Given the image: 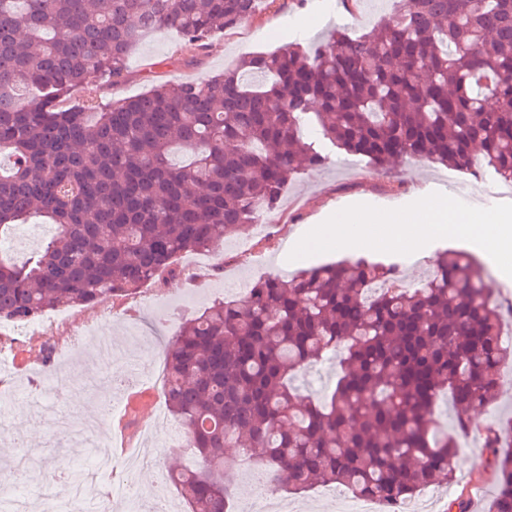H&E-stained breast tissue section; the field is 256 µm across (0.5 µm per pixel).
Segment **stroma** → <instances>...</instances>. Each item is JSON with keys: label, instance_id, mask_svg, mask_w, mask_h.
I'll return each mask as SVG.
<instances>
[{"label": "stroma", "instance_id": "obj_1", "mask_svg": "<svg viewBox=\"0 0 512 512\" xmlns=\"http://www.w3.org/2000/svg\"><path fill=\"white\" fill-rule=\"evenodd\" d=\"M317 9L323 13L322 19L314 27H306L307 18ZM393 9V0H351L345 26L354 35L367 32ZM334 12L333 0H266L252 18L240 27L216 34L204 51L196 55L187 50L175 31L150 34L132 52L126 80L106 91L105 96L132 97L162 83L206 80L235 66L248 54L290 44L294 40L290 30L297 26L303 33L295 40L302 44L314 41L326 35L333 25ZM327 153L326 166L288 184L276 211L280 223L265 239H253L251 228L245 227L226 235L221 248L180 256L177 266L188 271V278L166 274L154 284L156 292L165 297V306L141 304L134 311L116 313L112 310V299L98 300L100 331L111 334L119 342L128 332L152 322L163 328L164 337L169 340L185 319L214 302L239 298L242 290L259 277L271 274L287 279L299 269L339 260V253L297 251L293 244L308 225L320 223L326 213L345 209L357 201L374 208L404 207L415 195L437 192L443 183L451 182L461 190L454 198L458 207L475 208L480 215L488 212L512 215V184H503L490 175L478 180L438 164L413 162L400 166L397 176L392 177L375 173L367 159L349 156L341 149L331 146ZM446 249L460 250L477 258L482 255L477 246L466 240L443 239L423 254L382 251L372 253L371 258L398 264L406 280L418 284L431 272L438 252ZM0 406L6 413L5 420H0V454L11 449L6 436L25 427L30 429L31 438L19 453L41 459L43 470L72 461L82 467L88 465V458H73L68 439L49 424L34 419L22 397L0 398ZM511 418L512 368L500 377L497 402L476 414L473 439L461 441L453 481L419 491L418 498L427 512H448L452 506L463 507L464 512H487L496 495L497 483L482 438L488 429ZM131 420L155 437L156 444L150 447L149 453L159 467L141 470L135 478L142 491L141 512H154L156 504L149 491L158 472L189 463L193 451L183 447L181 440L171 434L169 422L158 420L154 411L133 414ZM261 473L262 467L257 462L242 468L235 457L225 459L221 476L231 493L235 512H255L254 481ZM354 501V494L343 486L320 485L289 495L288 512H349Z\"/></svg>", "mask_w": 512, "mask_h": 512}]
</instances>
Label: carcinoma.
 <instances>
[{
  "mask_svg": "<svg viewBox=\"0 0 512 512\" xmlns=\"http://www.w3.org/2000/svg\"><path fill=\"white\" fill-rule=\"evenodd\" d=\"M256 0H0V229L41 217L56 235L27 263L0 258V321L123 298L278 207L325 143L378 174L408 161L512 182V0H396L356 37L257 52L202 82L102 103L155 30L191 52L248 21ZM75 92L82 103L59 107ZM186 159L175 161V154ZM163 354V393L201 464L171 478L188 512H228L226 449L291 493L339 484L384 512L454 478L459 437L498 391L512 347L482 268L438 255L419 287L365 257L285 280L186 320ZM338 359L321 400L292 386ZM446 390L451 431L433 418ZM512 512V457L484 437Z\"/></svg>",
  "mask_w": 512,
  "mask_h": 512,
  "instance_id": "obj_1",
  "label": "carcinoma"
}]
</instances>
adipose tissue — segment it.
Masks as SVG:
<instances>
[{
  "instance_id": "ef3b65f1",
  "label": "adipose tissue",
  "mask_w": 512,
  "mask_h": 512,
  "mask_svg": "<svg viewBox=\"0 0 512 512\" xmlns=\"http://www.w3.org/2000/svg\"><path fill=\"white\" fill-rule=\"evenodd\" d=\"M455 204L449 199L417 198L407 209L342 210L328 221L315 225L307 244L318 250L342 253L371 252L393 247L420 252L438 237L469 236L481 240L491 259L512 254V232L486 233L481 229L463 230L457 224Z\"/></svg>"
}]
</instances>
